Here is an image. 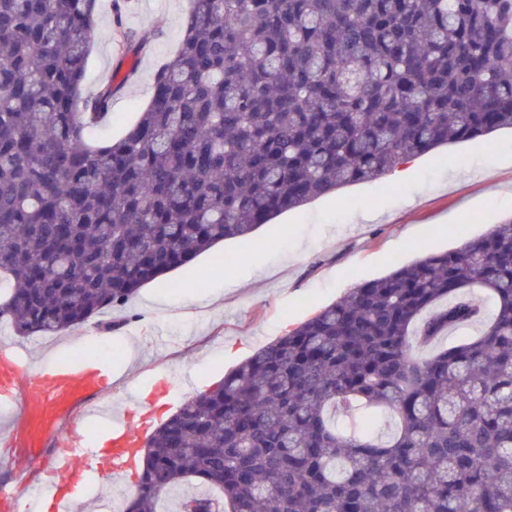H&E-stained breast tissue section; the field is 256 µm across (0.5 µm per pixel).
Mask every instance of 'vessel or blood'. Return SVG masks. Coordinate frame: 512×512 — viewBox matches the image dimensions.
Here are the masks:
<instances>
[{"instance_id": "1", "label": "vessel or blood", "mask_w": 512, "mask_h": 512, "mask_svg": "<svg viewBox=\"0 0 512 512\" xmlns=\"http://www.w3.org/2000/svg\"><path fill=\"white\" fill-rule=\"evenodd\" d=\"M26 350L0 342V408L16 417L11 443L32 464L54 451L50 479L20 490L28 512H74L72 490L89 472L109 473L132 481L148 414L131 404L107 424L104 440L91 448L77 438L85 407L112 387V368L101 361L41 364L28 367Z\"/></svg>"}]
</instances>
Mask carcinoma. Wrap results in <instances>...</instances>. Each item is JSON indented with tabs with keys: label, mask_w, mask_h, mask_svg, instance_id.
Segmentation results:
<instances>
[{
	"label": "carcinoma",
	"mask_w": 512,
	"mask_h": 512,
	"mask_svg": "<svg viewBox=\"0 0 512 512\" xmlns=\"http://www.w3.org/2000/svg\"><path fill=\"white\" fill-rule=\"evenodd\" d=\"M98 9L0 0V322L19 336L77 327L283 212L512 129V0H191L145 111L101 139L112 85L78 107ZM143 448L126 512L184 486L178 512H512V221L355 285Z\"/></svg>",
	"instance_id": "cac0c4a2"
}]
</instances>
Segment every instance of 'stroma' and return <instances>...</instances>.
Wrapping results in <instances>:
<instances>
[{"instance_id":"obj_1","label":"stroma","mask_w":512,"mask_h":512,"mask_svg":"<svg viewBox=\"0 0 512 512\" xmlns=\"http://www.w3.org/2000/svg\"><path fill=\"white\" fill-rule=\"evenodd\" d=\"M100 3L83 93L120 78L101 128L115 138L147 106L155 69L178 50L189 0H130L120 11L114 0ZM122 29L149 35L147 51L121 54ZM405 165L414 172L407 182L393 171L317 197L253 234L220 243L78 328L19 339L0 322V339L20 342L35 365L111 360L120 375L100 404L113 411L160 375L176 382L223 378L355 283L455 249L512 219L511 130L442 146ZM217 252L234 258L231 269L215 267ZM12 426V415L0 410V484L44 483L49 467L30 464L11 446Z\"/></svg>"}]
</instances>
